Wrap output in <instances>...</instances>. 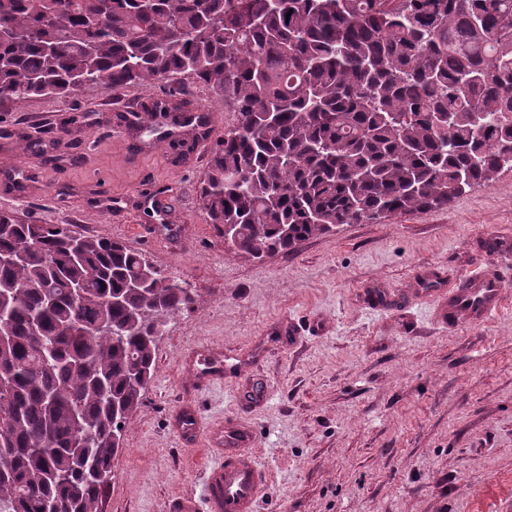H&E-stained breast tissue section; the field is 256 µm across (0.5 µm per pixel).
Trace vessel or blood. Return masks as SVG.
Instances as JSON below:
<instances>
[{"label": "vessel or blood", "mask_w": 512, "mask_h": 512, "mask_svg": "<svg viewBox=\"0 0 512 512\" xmlns=\"http://www.w3.org/2000/svg\"><path fill=\"white\" fill-rule=\"evenodd\" d=\"M503 301V280L487 269L461 274L453 288H440L432 294L436 316L452 325L462 318L473 323L485 321L500 309ZM193 359L200 365L197 380L203 385L236 375L240 370L238 356L220 351L199 349L194 351ZM175 421L185 441L198 438L200 420L193 403H182ZM255 438L253 427L241 420L210 430L213 461L206 470L202 497L175 498L170 512H255L266 486L264 472L248 459Z\"/></svg>", "instance_id": "obj_1"}]
</instances>
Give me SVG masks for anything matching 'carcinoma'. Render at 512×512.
<instances>
[{"label": "carcinoma", "mask_w": 512, "mask_h": 512, "mask_svg": "<svg viewBox=\"0 0 512 512\" xmlns=\"http://www.w3.org/2000/svg\"><path fill=\"white\" fill-rule=\"evenodd\" d=\"M184 78L235 115L202 208L261 259L495 179L512 149V0H0V102ZM173 101L142 104L133 127H185ZM0 252L18 257L0 265V512H103L100 475L154 373L152 313L199 294L70 224L0 211Z\"/></svg>", "instance_id": "obj_1"}]
</instances>
